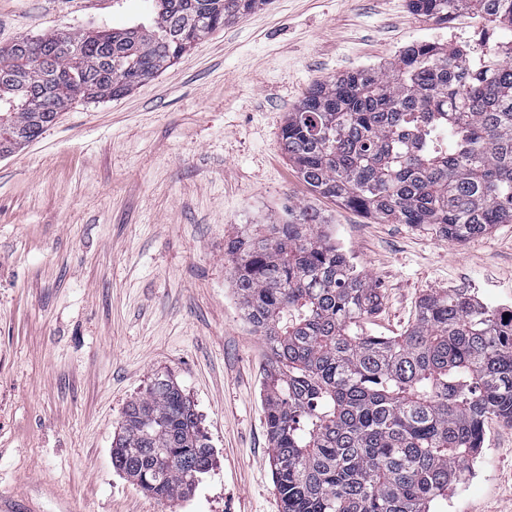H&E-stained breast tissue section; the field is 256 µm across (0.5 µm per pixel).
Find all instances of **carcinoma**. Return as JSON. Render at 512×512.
I'll list each match as a JSON object with an SVG mask.
<instances>
[{"label":"carcinoma","instance_id":"obj_1","mask_svg":"<svg viewBox=\"0 0 512 512\" xmlns=\"http://www.w3.org/2000/svg\"><path fill=\"white\" fill-rule=\"evenodd\" d=\"M147 22L105 35L46 34L0 49V155L78 98L113 99L265 0H155ZM446 22L469 9L512 32V0H409ZM512 41L476 59L413 43L378 69L309 88L281 143L303 180L381 221L426 224L451 244L512 224ZM298 208L225 244L244 318L268 350L263 401L281 512H430L480 454L484 426L512 424V309L461 291L423 296L401 336L368 321L382 298ZM509 315L503 319V315ZM212 464L194 404L158 375L126 406L112 467L158 499Z\"/></svg>","mask_w":512,"mask_h":512}]
</instances>
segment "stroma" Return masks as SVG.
<instances>
[{
    "label": "stroma",
    "instance_id": "stroma-1",
    "mask_svg": "<svg viewBox=\"0 0 512 512\" xmlns=\"http://www.w3.org/2000/svg\"><path fill=\"white\" fill-rule=\"evenodd\" d=\"M153 0H0V47L20 37L120 30ZM502 33L472 11L435 23L408 0H266L153 80L76 101L0 157V496L39 512H280L268 456L263 338L243 319L228 239L319 213L378 288L368 329L398 336L420 298L460 289L512 307V224L460 245L382 223L310 188L281 146L315 83L375 68L413 42L481 55ZM195 405L213 465L159 500L112 467L126 405L155 376ZM434 512H512V425Z\"/></svg>",
    "mask_w": 512,
    "mask_h": 512
}]
</instances>
